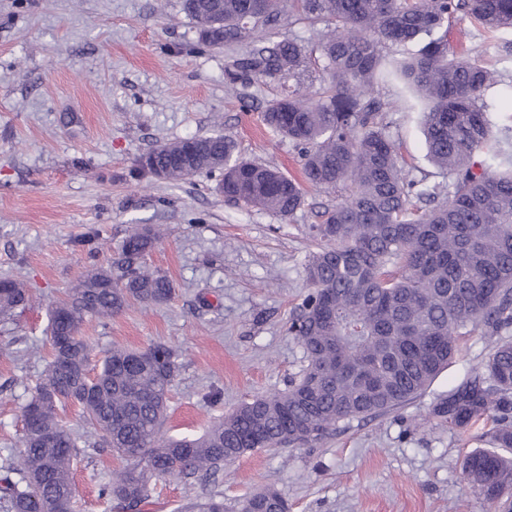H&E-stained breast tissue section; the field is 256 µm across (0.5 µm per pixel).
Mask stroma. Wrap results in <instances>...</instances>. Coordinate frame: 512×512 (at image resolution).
<instances>
[{
	"instance_id": "1",
	"label": "stroma",
	"mask_w": 512,
	"mask_h": 512,
	"mask_svg": "<svg viewBox=\"0 0 512 512\" xmlns=\"http://www.w3.org/2000/svg\"><path fill=\"white\" fill-rule=\"evenodd\" d=\"M448 39L512 80V32L458 18ZM245 51L201 45L181 0H0V278L33 296L0 322V472L20 451L22 408L45 375L52 302L107 265L135 224L160 229L145 262L175 292L163 304L90 320L82 334L95 369L116 346L175 351L161 437L200 435L238 404L298 378L303 351L285 324L309 288V227L337 191L306 190L282 218L227 201L220 171L169 181L137 164L167 143L226 135L238 156L300 177L299 148L261 118L282 79H228ZM378 92L391 104L406 170L441 182L426 158L418 103L397 83ZM491 346L482 332L464 337L423 396L342 423L321 443L246 454L203 483L162 478L146 512H184L190 499L212 495L231 506L266 486L289 512H490L462 475L465 456L489 445L490 417L459 428L431 408L475 374ZM63 418L78 439L74 512H112L100 491L120 460L94 447L78 408Z\"/></svg>"
}]
</instances>
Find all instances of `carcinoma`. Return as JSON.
Instances as JSON below:
<instances>
[{
    "mask_svg": "<svg viewBox=\"0 0 512 512\" xmlns=\"http://www.w3.org/2000/svg\"><path fill=\"white\" fill-rule=\"evenodd\" d=\"M324 25L317 46L295 38L254 44L229 79L286 76L299 84L321 66L324 86L272 100L263 122L300 146L303 181L234 156L228 136L161 145L139 170L178 180L223 173L224 196L286 218L307 184L346 194L311 225L319 240L305 265L308 293L288 322L305 366L284 391L244 402L198 438L164 440L160 428L178 365L164 344L114 347L90 374L86 318H109L130 302L157 305L175 291L142 264L157 234L135 225L108 267L89 271L49 311L46 378L23 413L22 450L0 477L6 512H72L76 439L60 408L80 407L102 444L125 462L102 494L117 512H141L150 483L204 477L243 455L322 441L340 423L370 419L420 397L477 330L499 336L483 371L448 392L432 415L466 427L493 413L492 447L466 456L464 478L493 512H512V126L493 130L488 113L505 81L448 44V23L469 17L489 33L512 31V0H183L208 31L209 47L243 42L275 25L284 6ZM410 86L423 104L427 159L448 185L409 177L376 87ZM434 203L422 209L418 203ZM19 282L0 280V318L26 306ZM238 512H288L266 487ZM189 512H228L211 496Z\"/></svg>",
    "mask_w": 512,
    "mask_h": 512,
    "instance_id": "cac0c4a2",
    "label": "carcinoma"
}]
</instances>
